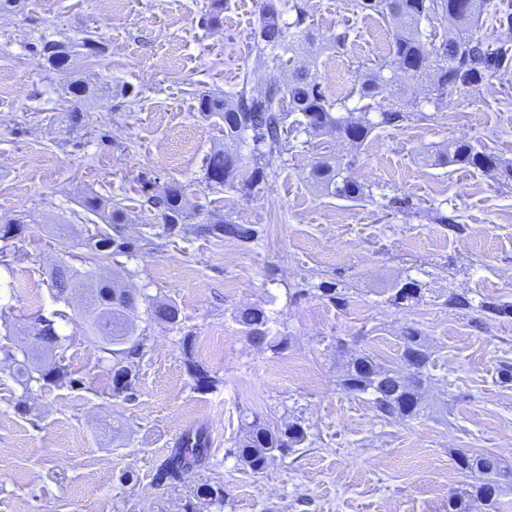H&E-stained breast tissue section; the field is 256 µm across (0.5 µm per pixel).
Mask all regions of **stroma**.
<instances>
[{
  "mask_svg": "<svg viewBox=\"0 0 512 512\" xmlns=\"http://www.w3.org/2000/svg\"><path fill=\"white\" fill-rule=\"evenodd\" d=\"M262 2L224 0L218 30L201 24L209 0H22L0 13V216L30 226L0 262V319L64 310L47 272L62 257V226L87 221L82 196L120 202L132 218L124 234L149 235L159 218L142 205V173L181 183L201 212L262 227L242 245L207 240L191 223L105 260L74 239L72 265L140 293L128 317L145 353L128 398L112 396L108 354L67 320L56 322L70 339L66 364L89 377V389L61 382L27 393L13 364L0 363V512H448L449 493L469 482L458 450L512 468V381L499 373L512 364V316L442 304L452 292L512 303V184L440 159L448 142L465 141L512 161V74L431 103L415 86L425 120L379 130L352 160L350 175L370 187V201L332 197L309 180L316 161L350 160L328 135L270 157L260 193L214 192L202 180L205 156L217 147L241 155L243 179L250 148L225 139L198 98L264 92L253 39ZM308 4L318 40L305 59L329 96L360 107L356 69L387 56L390 29L356 0ZM343 31V53L325 50ZM81 37L102 51L77 55V71L110 89L86 105L95 127L65 135L66 79L39 50ZM394 196L412 197L418 212L385 207ZM436 207L457 215L462 232L430 220ZM409 277L420 281L421 300L393 306L388 288ZM336 279L348 300L342 310L319 289ZM150 297L177 305V328L151 319ZM249 307L266 311L268 336L284 349L246 335L239 315ZM409 326L429 355L424 414L383 420L368 395L345 392L341 381L364 352L398 365ZM192 364L212 378L208 389L197 388ZM255 420L299 423L308 438L253 472L232 449ZM199 425L211 435L205 465L181 483L157 484L178 437ZM217 484L220 503L201 494Z\"/></svg>",
  "mask_w": 512,
  "mask_h": 512,
  "instance_id": "obj_1",
  "label": "stroma"
}]
</instances>
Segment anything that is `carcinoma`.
<instances>
[{
	"label": "carcinoma",
	"mask_w": 512,
	"mask_h": 512,
	"mask_svg": "<svg viewBox=\"0 0 512 512\" xmlns=\"http://www.w3.org/2000/svg\"><path fill=\"white\" fill-rule=\"evenodd\" d=\"M361 11L378 16L392 32L388 55L377 63V70L359 82L355 93L366 104L358 109L346 105L349 96L331 99L327 96L317 73L304 63L300 46L316 40L305 0H293L289 9L295 19L290 24L282 20L283 11L279 0H264L254 28L256 49L262 65L267 69V88L259 95L246 90L239 91L237 100L227 101L221 96L203 95L198 100V111L218 116L224 125V138L252 145L250 175L238 179L242 158L224 150H215L203 163L206 184L212 189L227 187L242 196H252L264 189L269 182L266 157L282 153L287 144L304 135L308 138L320 134L333 135L347 143L351 151L358 152L365 146L373 131L380 127H395L411 116L413 100L407 90L392 92L391 80L383 71L403 74L411 82L426 81L430 94L440 97L449 92L470 91L489 81L499 72H505L512 63V13L502 11L492 0H358ZM440 12L450 24L448 38L439 45H431L421 29V21L431 13ZM224 0H210L209 11L202 17V25L218 29L223 25ZM487 15L491 32L480 34L482 15ZM295 32L287 34L285 29ZM290 55L296 63L292 79L283 84L277 71L278 51ZM40 55L49 68L70 76L66 86L70 108L64 116L66 133L87 124L84 101L93 93L91 82L72 75L74 55L61 42L48 41L42 45ZM392 95L393 104L371 118L372 101ZM288 97V112L296 118L283 125L281 110L277 108L279 96ZM419 119L427 116L419 113ZM444 160L454 165L480 171L493 172L512 181V162L479 151L472 145L454 141L442 154ZM309 179L321 190L338 199L358 202L369 196L367 189L345 173L341 163L319 161L309 171ZM145 204L161 216L162 235L180 233L186 221L192 219L185 206V192L176 183L159 187L156 180L146 174L140 177ZM81 206L90 214L100 215L105 226L94 225V233L87 238V246L98 255L131 256L137 249L136 240L123 235L120 226L131 223L125 209L118 202L108 205L97 196H86ZM29 231V225L16 218H0V254H7L13 241ZM200 233L217 240L231 239L249 244L258 238L259 230L251 224H238L221 212L210 211L200 222ZM57 301L70 304L78 294L81 304L77 317L82 319L87 337L98 343L100 351L112 358L109 377L112 395L121 396L133 390L138 359L144 351V337L126 319V310L133 307L136 297L132 290L115 281L97 277L90 270H80L62 259L48 271ZM322 295L336 306L343 308L347 299L341 294L336 282L320 284ZM389 301L403 308L421 296L418 280L409 278L395 282L388 289ZM449 308L477 309L494 316L512 314V305L484 300L473 304L463 294L452 292L443 302ZM153 318L167 326L179 323L176 305L163 301H148ZM239 322L250 339L258 344L267 342L268 316L261 308L244 310ZM13 332L34 334L39 343L16 354L4 349L6 357L15 364L14 378L27 392L32 386H48L67 377L68 370L55 358L56 351H65L68 338L57 331L55 320L43 315L36 317L35 324L13 325ZM424 347L419 330L408 327L403 336L400 356L402 366L387 368L369 354L352 360L341 386L353 394H368L372 407L382 418L412 421L422 412L419 389L423 383L427 356L418 353ZM307 433L301 425L288 423L269 426L252 423L247 439L233 449L246 466L254 472L263 471L274 453L285 454L302 444ZM211 446L210 433L205 426L186 429L177 439L174 449L156 474L160 484L181 482L195 467L208 457ZM455 465L461 472L473 477L469 487L454 492L448 498V512H468L469 501L477 498L492 500L490 482L512 471L498 458L490 454H473L459 451Z\"/></svg>",
	"instance_id": "obj_1"
}]
</instances>
